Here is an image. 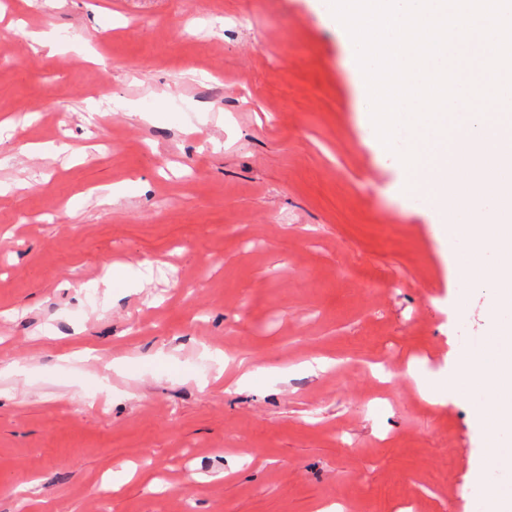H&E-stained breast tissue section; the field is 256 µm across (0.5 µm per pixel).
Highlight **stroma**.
I'll return each instance as SVG.
<instances>
[{"mask_svg": "<svg viewBox=\"0 0 512 512\" xmlns=\"http://www.w3.org/2000/svg\"><path fill=\"white\" fill-rule=\"evenodd\" d=\"M0 20L61 45L0 60V512H92L101 489L106 512H475L472 406L407 370L447 374L490 291L365 145L315 0H0ZM243 357L264 372L227 391Z\"/></svg>", "mask_w": 512, "mask_h": 512, "instance_id": "obj_1", "label": "stroma"}]
</instances>
